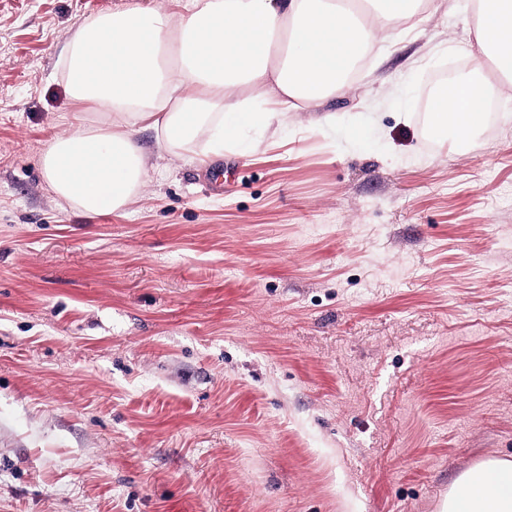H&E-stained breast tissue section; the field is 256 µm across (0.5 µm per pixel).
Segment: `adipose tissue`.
<instances>
[{"instance_id":"adipose-tissue-1","label":"adipose tissue","mask_w":512,"mask_h":512,"mask_svg":"<svg viewBox=\"0 0 512 512\" xmlns=\"http://www.w3.org/2000/svg\"><path fill=\"white\" fill-rule=\"evenodd\" d=\"M177 11L131 0L85 20L63 46L71 98L103 112L102 127L54 137L40 158L56 198L93 216L125 210L146 162L149 127L166 150L200 159L239 152L243 128L266 129L276 107L310 109L346 90L370 46L420 0H177ZM476 71L492 64L512 106V0H475ZM489 80L436 88L427 112L438 139H471L487 122ZM445 512H512V461L490 459L449 490Z\"/></svg>"}]
</instances>
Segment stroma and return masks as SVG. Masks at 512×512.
<instances>
[{
  "instance_id": "obj_1",
  "label": "stroma",
  "mask_w": 512,
  "mask_h": 512,
  "mask_svg": "<svg viewBox=\"0 0 512 512\" xmlns=\"http://www.w3.org/2000/svg\"><path fill=\"white\" fill-rule=\"evenodd\" d=\"M126 2L0 0V512H441L512 461V115L425 120L472 0L247 153L140 131L139 195L86 216L40 168L77 129L58 59Z\"/></svg>"
}]
</instances>
